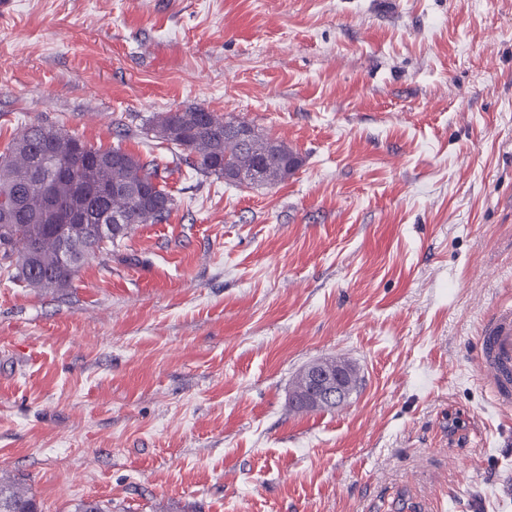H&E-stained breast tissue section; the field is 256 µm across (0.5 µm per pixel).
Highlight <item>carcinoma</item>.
Wrapping results in <instances>:
<instances>
[{
  "label": "carcinoma",
  "instance_id": "1",
  "mask_svg": "<svg viewBox=\"0 0 512 512\" xmlns=\"http://www.w3.org/2000/svg\"><path fill=\"white\" fill-rule=\"evenodd\" d=\"M145 140L159 139L176 157H185L197 174L215 176L227 183H241L253 170L259 181L276 185L302 165L299 153L284 142L261 134L254 124L238 117H224L203 106L157 112L139 129ZM81 139L45 124H32L14 138L0 155V263L16 270L15 278L39 292H59L71 286L86 260L106 245L122 240L136 224H161L176 200L161 188L132 204L130 193L162 179L159 167L120 147L102 149L85 145V159L76 151ZM123 209L126 222L112 225L102 236L98 225L107 222L103 207ZM77 217L62 224L63 213ZM69 243L72 261L59 260L58 244ZM323 365L341 380L357 383L346 375L351 365L325 360ZM307 385L301 370L291 395L299 410H319L303 404ZM0 512H36L27 478L0 477Z\"/></svg>",
  "mask_w": 512,
  "mask_h": 512
}]
</instances>
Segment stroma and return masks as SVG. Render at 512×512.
<instances>
[{
	"label": "stroma",
	"instance_id": "obj_1",
	"mask_svg": "<svg viewBox=\"0 0 512 512\" xmlns=\"http://www.w3.org/2000/svg\"><path fill=\"white\" fill-rule=\"evenodd\" d=\"M204 106L283 140L276 185L177 205L41 293L0 268V476L41 512H512V0H7L0 154L33 123L171 164ZM339 358L359 385L299 411ZM482 367L490 376L496 395L512 400V311H496L482 337ZM326 370L331 374H336V380L333 379L332 375L322 370L318 363H312L309 366V374L311 378V386L307 394V403H334L338 405L339 402L344 401L348 393H350L357 383V375L351 365L335 360H322ZM306 368L301 370L297 377L294 385V389L291 395L292 404L299 410H323L336 408V404L332 406H319V405H304L305 387L307 385ZM350 369L354 372L347 378L346 370ZM347 379V381H346ZM343 381V383L341 382ZM352 383L350 392L348 391L347 385L344 383Z\"/></svg>",
	"mask_w": 512,
	"mask_h": 512
}]
</instances>
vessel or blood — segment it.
<instances>
[{"mask_svg": "<svg viewBox=\"0 0 512 512\" xmlns=\"http://www.w3.org/2000/svg\"><path fill=\"white\" fill-rule=\"evenodd\" d=\"M482 367L503 401L512 400V311H496L482 338Z\"/></svg>", "mask_w": 512, "mask_h": 512, "instance_id": "obj_1", "label": "vessel or blood"}]
</instances>
